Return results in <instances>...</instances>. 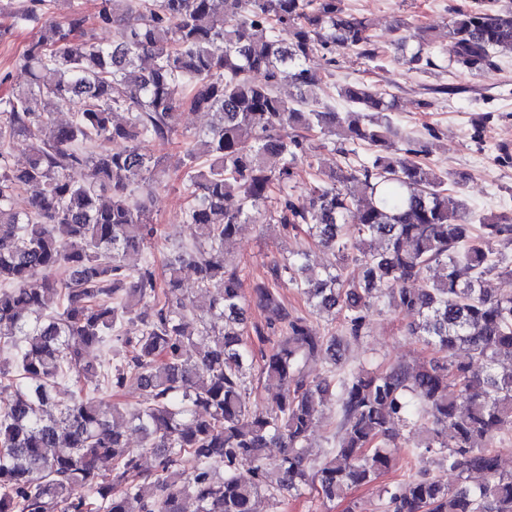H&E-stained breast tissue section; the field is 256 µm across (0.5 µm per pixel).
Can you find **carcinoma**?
I'll return each instance as SVG.
<instances>
[{"instance_id": "carcinoma-1", "label": "carcinoma", "mask_w": 512, "mask_h": 512, "mask_svg": "<svg viewBox=\"0 0 512 512\" xmlns=\"http://www.w3.org/2000/svg\"><path fill=\"white\" fill-rule=\"evenodd\" d=\"M55 2L23 0L10 12L13 27L45 23L18 61L27 88L0 98V389L10 394L0 401V512H186L189 498L196 512H255L262 493L276 500L306 487L334 500L377 482L396 448L437 457L459 481L421 472L384 486L385 512H512V473L494 451L512 430V369H503L512 294L483 288L489 276L512 277V212L473 232L424 162L430 142L394 146L395 97L359 82L339 88L347 112L320 100L324 76L306 61L338 49L376 60L369 20L342 0H97L91 18L113 30L102 46L80 0H66L63 23L46 17ZM434 44L427 32L410 53L404 38L394 42L415 70L436 67L438 53L453 69L480 70L495 50L512 53V8L472 0L450 19L448 45ZM284 82L297 90L293 103L277 93ZM64 107L72 118L59 124ZM186 109L218 119L182 145V223L196 237L160 279L148 250L167 165L144 144L171 140ZM119 111L127 119L115 120ZM317 132L341 136L344 158L362 145L371 155L297 196L294 169ZM19 138L30 146L21 168L10 153ZM22 192L30 203L18 210ZM260 221L334 257L316 272L298 250L253 285L266 313L255 333L271 344L261 374L280 388L269 411L250 402L245 295L224 260L240 226ZM491 239L504 248L490 250ZM351 261L357 278L346 275ZM185 267L209 298L206 317L183 292ZM437 268L445 274L428 276ZM285 283L347 337L363 335L377 307L410 312L411 335L439 357L311 377L305 364L335 358L345 336L321 335L292 313ZM107 346L112 362L86 358ZM461 347L468 359L455 362ZM131 385L144 392L138 407L100 410L96 393ZM330 402L336 443L318 460L311 430ZM397 421L424 436H400ZM126 428L142 448L128 447ZM145 452L152 470L141 466ZM185 458L193 471L180 468ZM242 465L251 480L237 475Z\"/></svg>"}]
</instances>
